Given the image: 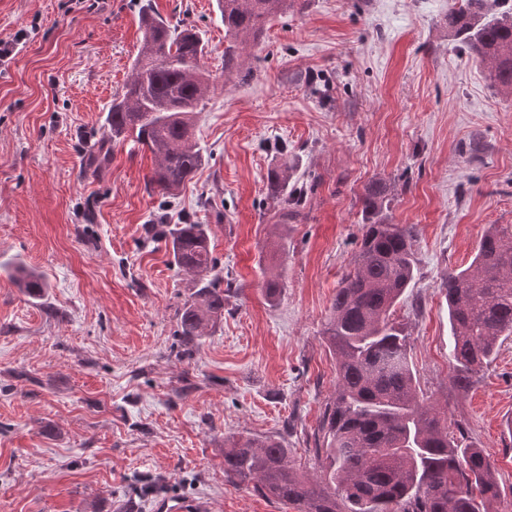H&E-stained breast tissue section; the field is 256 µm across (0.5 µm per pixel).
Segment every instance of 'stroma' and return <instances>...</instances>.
Listing matches in <instances>:
<instances>
[{"label": "stroma", "mask_w": 512, "mask_h": 512, "mask_svg": "<svg viewBox=\"0 0 512 512\" xmlns=\"http://www.w3.org/2000/svg\"><path fill=\"white\" fill-rule=\"evenodd\" d=\"M452 0H309L274 18L224 73L216 0H152L204 43L211 92L193 139L203 165L163 199L132 141L98 162L113 95L141 40V0H0V512H294L224 480V439L283 434L314 477L307 438L334 392L323 337L356 251L359 197L389 184L388 218L413 226L416 277L394 316L418 384L512 486V338L470 388L448 363L441 282L470 265L484 230L512 224V95L448 33ZM307 187L282 219L267 177ZM210 228L224 316L178 358L177 313L195 289L163 245L159 212ZM37 269L28 300L10 268ZM280 275L268 301L264 281Z\"/></svg>", "instance_id": "obj_1"}]
</instances>
